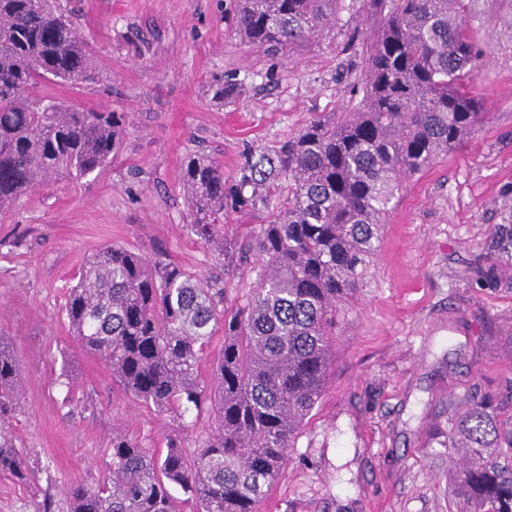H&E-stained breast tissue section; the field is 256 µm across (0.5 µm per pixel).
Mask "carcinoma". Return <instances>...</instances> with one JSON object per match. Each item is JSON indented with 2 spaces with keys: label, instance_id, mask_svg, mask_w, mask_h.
I'll return each instance as SVG.
<instances>
[{
  "label": "carcinoma",
  "instance_id": "1",
  "mask_svg": "<svg viewBox=\"0 0 512 512\" xmlns=\"http://www.w3.org/2000/svg\"><path fill=\"white\" fill-rule=\"evenodd\" d=\"M342 0H235L224 17L241 42L267 57L290 53L336 27ZM478 0H370L382 22L367 38L362 97L318 115L272 146L250 149L229 175L189 154L181 180L191 231L229 261L253 255L252 287L226 305L224 276L115 244L81 267L64 318L81 348L107 362L112 383L182 419L207 411L213 426L197 448L180 433L151 450L112 433L108 475L73 483L67 512H259L288 449L318 404L334 361L339 305L365 284L381 226L402 178L426 169L482 123L469 82L486 63L472 24ZM99 65L71 17L51 0H0V213L60 177L84 178L118 153L126 115L81 109L58 88L94 83ZM242 83L220 78L212 98H236ZM267 213L244 244L230 242L224 216ZM494 253L471 269L494 271L512 249V224L494 229ZM224 350L211 368L212 338ZM23 394L19 361L0 336V473L36 479L13 440ZM451 447L462 477L449 485L466 512H512V416L486 402L458 412Z\"/></svg>",
  "mask_w": 512,
  "mask_h": 512
}]
</instances>
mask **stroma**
Here are the masks:
<instances>
[{"label":"stroma","mask_w":512,"mask_h":512,"mask_svg":"<svg viewBox=\"0 0 512 512\" xmlns=\"http://www.w3.org/2000/svg\"><path fill=\"white\" fill-rule=\"evenodd\" d=\"M232 0H69L98 55L99 82L59 90L84 108L127 113L121 149L100 172L36 188L0 214V336L25 381L14 426L35 481L0 474V512L51 495L65 512L71 483L102 479L112 433L164 448L179 428L112 382L63 317L84 261L107 244L219 272L191 232L180 165L193 152L232 174L248 147L273 144L355 97L375 19L343 0L341 25L272 64L224 21ZM488 65L470 89L487 119L467 141L406 177L381 232L367 285L343 302L322 398L260 512H462L451 419L466 402L512 409V255L493 280L469 268L496 225L512 220V0H479ZM242 93L216 104L214 79Z\"/></svg>","instance_id":"35a3bbf8"}]
</instances>
